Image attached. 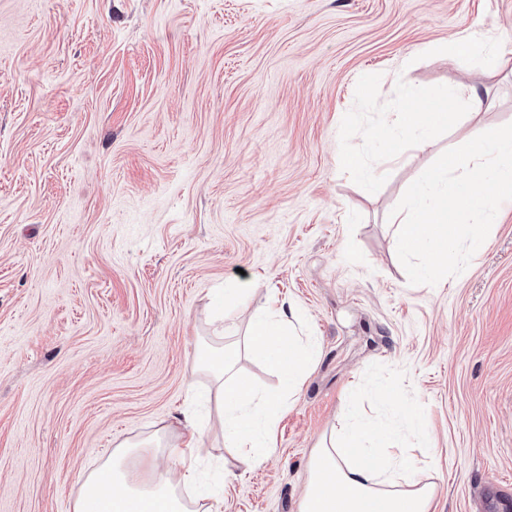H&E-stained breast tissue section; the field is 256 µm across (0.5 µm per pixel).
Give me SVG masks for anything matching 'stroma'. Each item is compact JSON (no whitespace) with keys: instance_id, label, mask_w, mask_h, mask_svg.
Returning <instances> with one entry per match:
<instances>
[{"instance_id":"35a3bbf8","label":"stroma","mask_w":512,"mask_h":512,"mask_svg":"<svg viewBox=\"0 0 512 512\" xmlns=\"http://www.w3.org/2000/svg\"><path fill=\"white\" fill-rule=\"evenodd\" d=\"M474 33L512 49V0H0V512H72L114 444H176L183 410L220 512H296L325 431L404 408L436 512L512 494V201L444 288L409 284L390 222L444 151L512 123V73L448 63ZM461 82L480 109L425 151L393 162L368 137L405 89ZM272 288L318 360L273 457L223 476L196 360Z\"/></svg>"}]
</instances>
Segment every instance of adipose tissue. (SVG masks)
<instances>
[{
  "label": "adipose tissue",
  "mask_w": 512,
  "mask_h": 512,
  "mask_svg": "<svg viewBox=\"0 0 512 512\" xmlns=\"http://www.w3.org/2000/svg\"><path fill=\"white\" fill-rule=\"evenodd\" d=\"M462 55L482 65L491 78L512 66V59L491 51L479 35L456 41L448 50L449 63ZM462 98L479 103L478 88L463 84L443 93L405 95L398 111L379 128L388 158H403L412 134L455 125V107ZM300 316L297 306L284 304L273 290L267 312L252 318L245 333L250 353L279 375L277 393H259L237 370L234 347H223L207 367L224 441L235 450L233 466H256L272 455L280 417L318 358L313 337L297 333ZM174 426L180 431L177 446L163 445L157 434L120 442L87 473L73 512H189L181 491L196 482L200 438L190 416L176 419ZM166 456L178 460L176 475L162 468ZM417 473L416 461L401 447L397 430L354 414L340 434H326L318 441L297 512H435L437 485L421 481Z\"/></svg>",
  "instance_id": "adipose-tissue-1"
}]
</instances>
